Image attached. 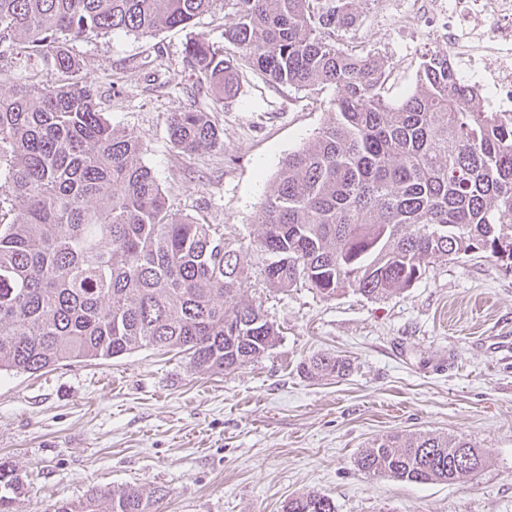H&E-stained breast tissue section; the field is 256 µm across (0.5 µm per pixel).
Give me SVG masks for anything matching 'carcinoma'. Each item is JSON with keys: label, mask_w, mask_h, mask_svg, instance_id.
Here are the masks:
<instances>
[{"label": "carcinoma", "mask_w": 512, "mask_h": 512, "mask_svg": "<svg viewBox=\"0 0 512 512\" xmlns=\"http://www.w3.org/2000/svg\"><path fill=\"white\" fill-rule=\"evenodd\" d=\"M219 0H0V373L112 359L143 349L190 355L201 372H233L262 357L279 331L245 291L249 251L218 225L171 212L143 163V146L102 112L95 84L71 81L81 63L67 41L187 28ZM229 57L203 36L186 66L217 104L235 97L243 68L275 84L336 88L332 116L288 155L257 216L266 283L332 297L387 299L431 263L484 253L512 271V112L485 107L446 53L422 59L413 89L389 94L393 66L354 55L336 32L360 0H232ZM41 55L60 83L35 82ZM167 136L184 154L224 146L210 113H172ZM311 376L346 375L321 356ZM458 448L471 466L454 465ZM485 453L463 438H376L358 470L416 483L472 479ZM21 481L0 461V512H17ZM160 487L95 489L49 512H158ZM284 512H336L326 494Z\"/></svg>", "instance_id": "carcinoma-1"}]
</instances>
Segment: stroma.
Segmentation results:
<instances>
[{"instance_id":"1","label":"stroma","mask_w":512,"mask_h":512,"mask_svg":"<svg viewBox=\"0 0 512 512\" xmlns=\"http://www.w3.org/2000/svg\"><path fill=\"white\" fill-rule=\"evenodd\" d=\"M345 49L371 50L395 66V94L410 90L425 54L447 40L399 33L385 0H361ZM231 6L194 27L147 35H87L69 47L76 82L99 89L113 124L137 136L144 163L172 211L219 225L248 246L247 293L277 325V344L235 372L202 373L186 354L143 349L110 360L65 362L0 376V461L15 465L19 512H47L92 487L151 485L161 512H283L318 491L336 512H512V273L485 254L431 264L388 299L349 291L324 297L269 288L256 216L288 154L331 117L336 90H298L244 71L237 95L217 105L183 64L196 35L224 44ZM211 113L224 146L186 155L167 139L173 112ZM320 354L346 376L310 379ZM426 431L486 450L471 479L413 484L360 472L374 438Z\"/></svg>"}]
</instances>
